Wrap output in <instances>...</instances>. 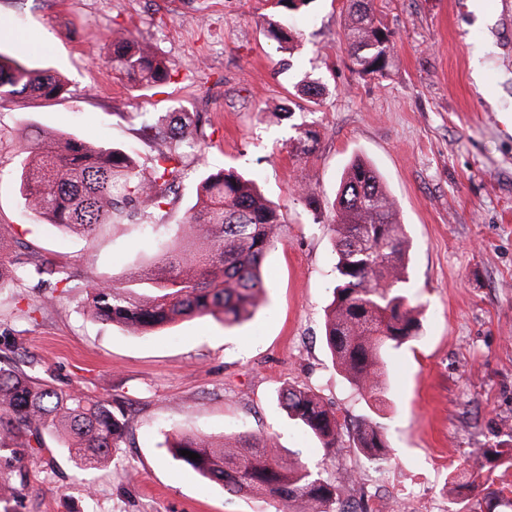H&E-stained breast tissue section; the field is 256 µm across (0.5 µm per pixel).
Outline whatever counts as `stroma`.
Masks as SVG:
<instances>
[{
    "label": "stroma",
    "mask_w": 512,
    "mask_h": 512,
    "mask_svg": "<svg viewBox=\"0 0 512 512\" xmlns=\"http://www.w3.org/2000/svg\"><path fill=\"white\" fill-rule=\"evenodd\" d=\"M271 0H0V54L64 76L50 102L0 106V224L64 265L72 289L27 315L36 294L0 288V363L51 370L58 387L112 398L129 419L113 462L86 473L59 449L0 467V512H277L270 498L232 495L171 459L165 431L217 437L273 432L329 477L357 474L355 490L389 512H480L454 502L448 475L465 465L512 492V468L478 451L512 441V0H373L395 34L385 77L349 69V0H310L293 13L299 45L277 51L261 26ZM132 34L177 67L160 91L132 86L105 64L107 36ZM327 92L289 108L293 80ZM190 114L203 153L187 152L172 202L181 223L206 167L256 176L283 213L263 267L267 302L227 328L195 317L136 336L84 309L86 285L124 278L148 260L132 224L92 236L25 214L15 170L21 128L74 135L134 152L160 148L140 126ZM319 131L306 160L291 154L296 125ZM369 161L397 200L410 241L407 292L422 310L419 343L388 356L379 415L391 461L381 470L354 448L364 402L323 343L335 280L331 232L304 197L330 212L354 157ZM309 386L335 411L345 450L326 453L275 400Z\"/></svg>",
    "instance_id": "1"
}]
</instances>
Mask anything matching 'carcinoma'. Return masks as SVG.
Here are the masks:
<instances>
[{
  "label": "carcinoma",
  "instance_id": "cac0c4a2",
  "mask_svg": "<svg viewBox=\"0 0 512 512\" xmlns=\"http://www.w3.org/2000/svg\"><path fill=\"white\" fill-rule=\"evenodd\" d=\"M308 0H274L263 19L267 37L283 52L296 47L295 34L282 15L305 7ZM107 66L144 89L169 84L177 69L150 47L126 35L109 37ZM394 34L376 18L372 0H350L345 48L352 72L385 76L394 67ZM295 97L309 99L323 91L305 78ZM66 93L58 75L31 69L0 54V103L19 99H54ZM181 124L167 120L143 126L149 137L162 136L151 165L139 168L127 150L110 144L91 145L74 137H41L22 152L18 190L24 207L56 228L89 235L103 224L138 223L152 260L124 279L93 284L87 313L118 324L133 334L197 316H221L230 327L252 317L266 302L262 269L278 243L283 215L249 176L226 168L206 169L195 200L174 234L162 237L153 215L169 204L181 177L182 159L198 146ZM317 130L295 128L292 153L310 155ZM335 252L332 300L325 310L323 341L333 365L364 400L369 413L355 429V448L375 468L389 462L385 426L375 417L374 403L387 390V351L419 338L420 312L407 294L409 243L398 207L377 170L356 157L344 170L328 219ZM24 286L48 300L69 291L63 266L7 238L0 225V288ZM276 399L289 420L302 426L329 452L342 448L341 425L323 399L301 385H289ZM124 413L112 399L65 390L51 376L0 366V464L37 456L48 449L46 438L83 471L110 460L126 434ZM168 452L230 494L269 497L286 512H370L351 497L356 483L350 469L323 477L297 451H285L273 433L216 440L189 433L166 435ZM188 450L200 455L192 460ZM492 467L512 464V448L482 452ZM451 484L458 494L478 496L487 512L502 498L486 491L480 472L455 470Z\"/></svg>",
  "mask_w": 512,
  "mask_h": 512
}]
</instances>
